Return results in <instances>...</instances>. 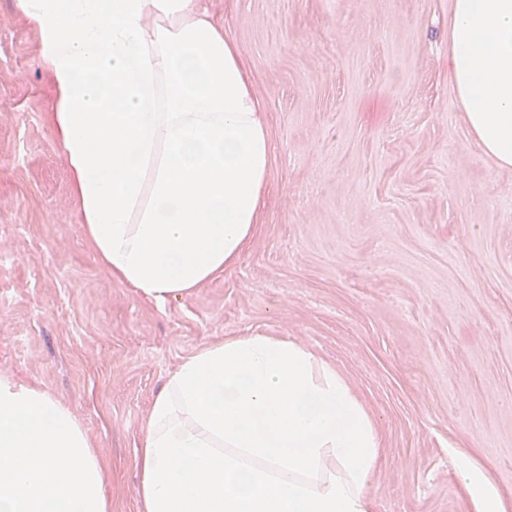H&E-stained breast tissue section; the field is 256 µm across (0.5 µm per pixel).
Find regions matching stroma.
Segmentation results:
<instances>
[{"instance_id": "35a3bbf8", "label": "stroma", "mask_w": 512, "mask_h": 512, "mask_svg": "<svg viewBox=\"0 0 512 512\" xmlns=\"http://www.w3.org/2000/svg\"><path fill=\"white\" fill-rule=\"evenodd\" d=\"M273 144L234 266L165 304L100 265L48 122L36 35L0 0V373L78 418L137 512L135 459L166 376L204 343L288 337L377 422L375 512H475L460 453L512 490V170L448 75L452 0H203Z\"/></svg>"}]
</instances>
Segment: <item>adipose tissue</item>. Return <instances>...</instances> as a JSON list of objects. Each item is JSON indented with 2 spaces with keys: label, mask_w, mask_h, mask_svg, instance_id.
I'll use <instances>...</instances> for the list:
<instances>
[{
  "label": "adipose tissue",
  "mask_w": 512,
  "mask_h": 512,
  "mask_svg": "<svg viewBox=\"0 0 512 512\" xmlns=\"http://www.w3.org/2000/svg\"><path fill=\"white\" fill-rule=\"evenodd\" d=\"M49 71L48 112L84 233L113 278L164 304L232 267L259 222L273 146L241 55L199 0H14ZM448 73L465 122L512 168V0H453ZM377 422L303 344L203 345L154 399L139 512H375ZM480 512L512 496L464 459ZM74 414L0 374V512H111Z\"/></svg>",
  "instance_id": "adipose-tissue-1"
}]
</instances>
